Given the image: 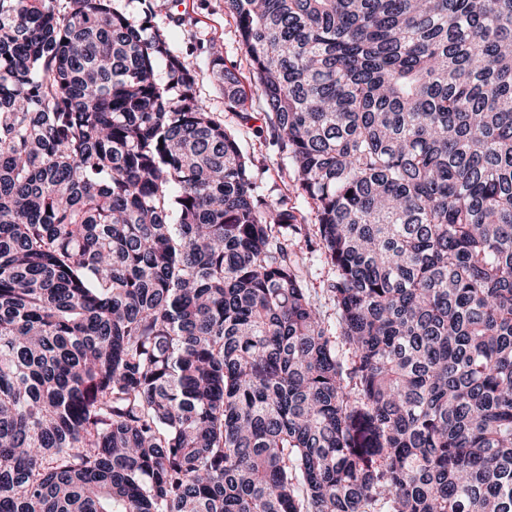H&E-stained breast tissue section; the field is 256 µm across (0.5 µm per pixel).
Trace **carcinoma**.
Segmentation results:
<instances>
[{"mask_svg":"<svg viewBox=\"0 0 512 512\" xmlns=\"http://www.w3.org/2000/svg\"><path fill=\"white\" fill-rule=\"evenodd\" d=\"M224 13L312 223L168 37L0 0V512H512V0ZM312 274L309 277L308 288L312 300L320 308L323 314L331 321H335L336 311L333 305L328 300L325 293H323L324 285L333 278V270L330 266L322 263L317 254L311 261Z\"/></svg>","mask_w":512,"mask_h":512,"instance_id":"obj_1","label":"carcinoma"}]
</instances>
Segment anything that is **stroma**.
<instances>
[{
	"mask_svg": "<svg viewBox=\"0 0 512 512\" xmlns=\"http://www.w3.org/2000/svg\"><path fill=\"white\" fill-rule=\"evenodd\" d=\"M151 24L154 30L173 35L180 49L191 51L197 64L198 92L223 119L225 127L237 135L243 152L253 157L259 166L260 193L271 199L284 197L289 205L309 208L307 198L296 193L282 171L279 155L269 143L265 122L259 116L258 99H249L248 110L255 118L250 126H242L237 113L225 106L223 91L209 75L205 65L206 50L213 44L222 48L226 64L244 72L249 69L248 61L237 48L235 23L224 13V0H171L168 7L156 9Z\"/></svg>",
	"mask_w": 512,
	"mask_h": 512,
	"instance_id": "obj_1",
	"label": "stroma"
}]
</instances>
